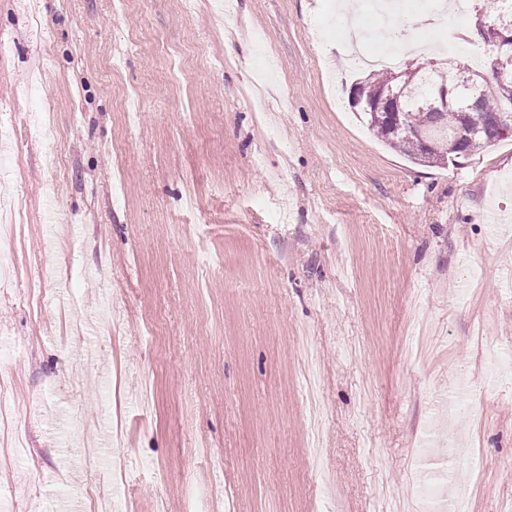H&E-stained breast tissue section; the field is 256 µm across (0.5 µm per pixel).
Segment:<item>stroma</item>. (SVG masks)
Returning a JSON list of instances; mask_svg holds the SVG:
<instances>
[{
  "instance_id": "obj_1",
  "label": "stroma",
  "mask_w": 512,
  "mask_h": 512,
  "mask_svg": "<svg viewBox=\"0 0 512 512\" xmlns=\"http://www.w3.org/2000/svg\"><path fill=\"white\" fill-rule=\"evenodd\" d=\"M336 0H0V373L10 512H396L462 439L464 512H512V134L424 167L352 114ZM418 315L440 338L410 359ZM306 338L325 405L312 480ZM467 379L472 410L438 398ZM91 444L98 466L79 450ZM126 468L114 473L116 456Z\"/></svg>"
}]
</instances>
